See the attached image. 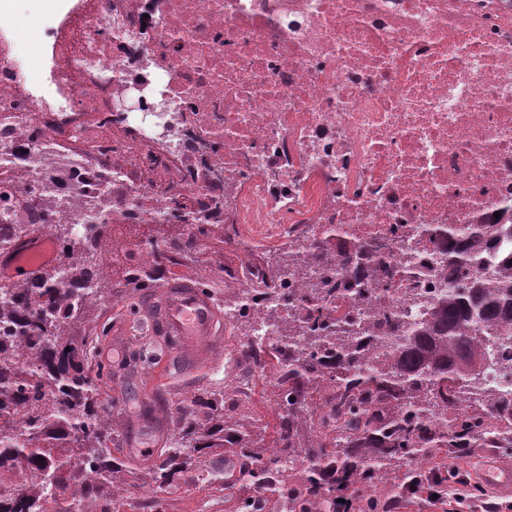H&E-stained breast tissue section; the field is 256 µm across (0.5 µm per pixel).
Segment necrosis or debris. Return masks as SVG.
Returning a JSON list of instances; mask_svg holds the SVG:
<instances>
[{
	"mask_svg": "<svg viewBox=\"0 0 512 512\" xmlns=\"http://www.w3.org/2000/svg\"><path fill=\"white\" fill-rule=\"evenodd\" d=\"M19 2L0 0V222L36 225L55 266L62 223L179 225L209 278L219 224L240 256L360 240L389 272L342 311L411 322L445 287L407 273L436 255L432 227L512 223V0ZM262 270L225 266V328L301 295ZM250 348L235 343L227 411L251 423Z\"/></svg>",
	"mask_w": 512,
	"mask_h": 512,
	"instance_id": "obj_1",
	"label": "necrosis or debris"
}]
</instances>
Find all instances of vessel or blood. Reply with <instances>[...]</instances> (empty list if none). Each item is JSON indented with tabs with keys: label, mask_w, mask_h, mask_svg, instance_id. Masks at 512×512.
<instances>
[{
	"label": "vessel or blood",
	"mask_w": 512,
	"mask_h": 512,
	"mask_svg": "<svg viewBox=\"0 0 512 512\" xmlns=\"http://www.w3.org/2000/svg\"><path fill=\"white\" fill-rule=\"evenodd\" d=\"M217 322V310L210 297L194 282H170L153 297L152 326L161 335L177 337L182 346L215 344L220 334ZM482 475L501 492L512 491L511 470L488 464Z\"/></svg>",
	"instance_id": "b4317fda"
}]
</instances>
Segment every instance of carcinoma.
<instances>
[{
    "mask_svg": "<svg viewBox=\"0 0 512 512\" xmlns=\"http://www.w3.org/2000/svg\"><path fill=\"white\" fill-rule=\"evenodd\" d=\"M57 228L67 250L93 254L0 288V512H47L46 502L62 495L75 512H97L102 503L120 512L112 499L121 477L139 472L112 451L118 433L103 390L111 369L95 360L100 336L84 332L112 297V280L93 258L100 238L89 246L72 225ZM456 232L433 231L448 234V254L432 266L464 284L411 324L388 312L364 328L332 309L335 296L352 292L350 283L312 289L296 336L280 334L274 310L251 325L255 358L284 390L270 433L278 455L264 458L249 426L224 417L223 389H201L148 471L155 493L191 469L188 450L225 449L255 460L240 475L278 494L286 512H316L328 501L367 512L378 489L414 488L438 450L465 458L493 447L486 437L498 435L499 422L512 429L509 393L478 394L471 412L459 394L467 376L485 362L494 367L487 359L512 340V255L491 279L486 259L512 224H470L462 238ZM170 259L159 252L154 268L127 281L130 291L154 287ZM337 266L357 275L383 270L362 244L342 250ZM384 329L390 336L377 335Z\"/></svg>",
    "mask_w": 512,
    "mask_h": 512,
    "instance_id": "carcinoma-1",
    "label": "carcinoma"
}]
</instances>
